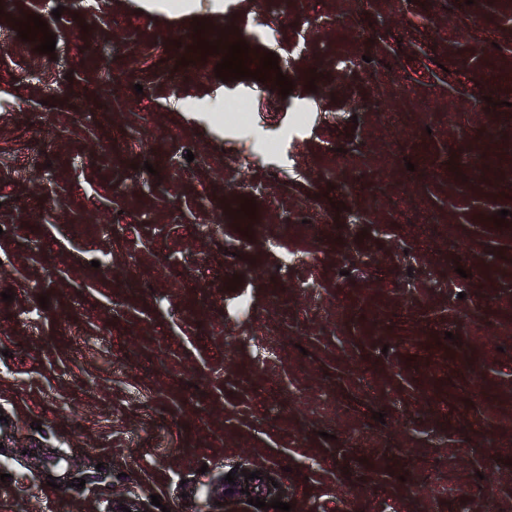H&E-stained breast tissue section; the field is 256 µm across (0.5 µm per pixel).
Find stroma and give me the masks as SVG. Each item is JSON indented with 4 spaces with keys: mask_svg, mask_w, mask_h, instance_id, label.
<instances>
[{
    "mask_svg": "<svg viewBox=\"0 0 512 512\" xmlns=\"http://www.w3.org/2000/svg\"><path fill=\"white\" fill-rule=\"evenodd\" d=\"M188 2L0 0V512H512V0ZM226 119L237 124H246L251 121L253 107L249 98H235L224 104Z\"/></svg>",
    "mask_w": 512,
    "mask_h": 512,
    "instance_id": "stroma-1",
    "label": "stroma"
}]
</instances>
